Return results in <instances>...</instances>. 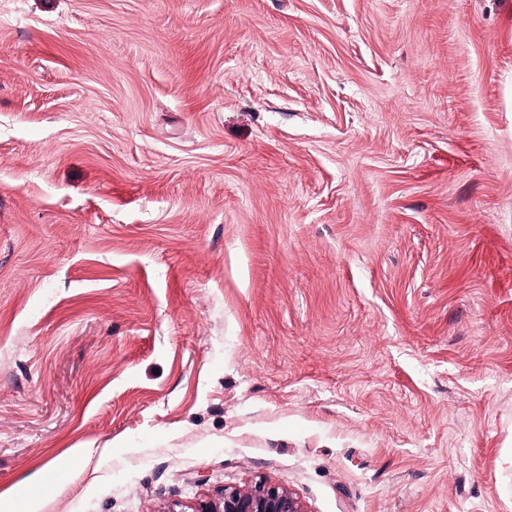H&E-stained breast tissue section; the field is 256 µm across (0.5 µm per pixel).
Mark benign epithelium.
<instances>
[{"label":"benign epithelium","mask_w":512,"mask_h":512,"mask_svg":"<svg viewBox=\"0 0 512 512\" xmlns=\"http://www.w3.org/2000/svg\"><path fill=\"white\" fill-rule=\"evenodd\" d=\"M195 512H304L290 491L259 480L246 487H226L214 501L200 502Z\"/></svg>","instance_id":"1"}]
</instances>
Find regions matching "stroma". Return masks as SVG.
<instances>
[{"instance_id": "1", "label": "stroma", "mask_w": 512, "mask_h": 512, "mask_svg": "<svg viewBox=\"0 0 512 512\" xmlns=\"http://www.w3.org/2000/svg\"><path fill=\"white\" fill-rule=\"evenodd\" d=\"M512 0H0V496L512 512ZM195 512H305L289 490L259 480L246 487H227L214 501L200 502Z\"/></svg>"}]
</instances>
